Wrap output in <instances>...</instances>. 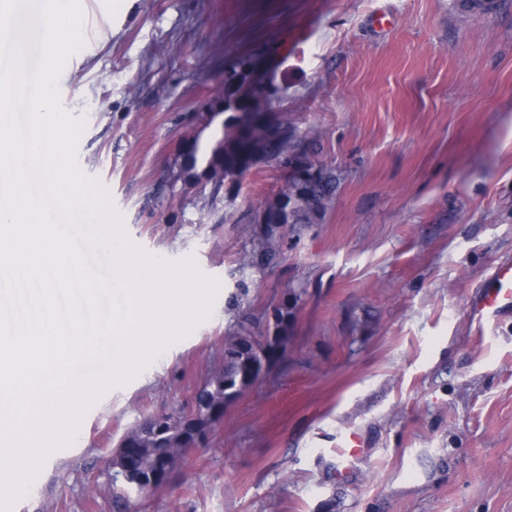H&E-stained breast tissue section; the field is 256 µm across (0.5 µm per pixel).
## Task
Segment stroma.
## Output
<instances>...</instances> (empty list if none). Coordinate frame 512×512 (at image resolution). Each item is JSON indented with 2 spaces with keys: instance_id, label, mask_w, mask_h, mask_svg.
Returning a JSON list of instances; mask_svg holds the SVG:
<instances>
[{
  "instance_id": "stroma-1",
  "label": "stroma",
  "mask_w": 512,
  "mask_h": 512,
  "mask_svg": "<svg viewBox=\"0 0 512 512\" xmlns=\"http://www.w3.org/2000/svg\"><path fill=\"white\" fill-rule=\"evenodd\" d=\"M455 2L82 0L85 45L59 80L86 120L79 165L135 245L220 288L207 320L87 410L14 512H113L121 438L191 409L240 333L283 337L282 357L130 512H512V318L481 334L468 310L512 260V0ZM243 56L336 176L271 262L258 243L280 172L256 165L217 195L180 178L179 143L214 135L208 104Z\"/></svg>"
}]
</instances>
